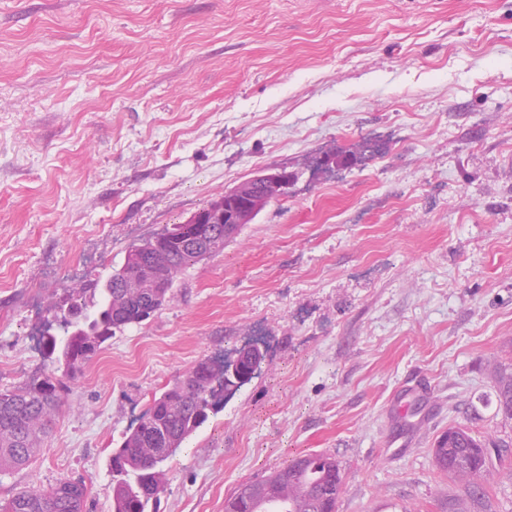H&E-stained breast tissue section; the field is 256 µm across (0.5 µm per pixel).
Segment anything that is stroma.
Instances as JSON below:
<instances>
[{"mask_svg": "<svg viewBox=\"0 0 512 512\" xmlns=\"http://www.w3.org/2000/svg\"><path fill=\"white\" fill-rule=\"evenodd\" d=\"M281 167L287 196L68 381L0 503L70 479L112 512L154 394L257 342L160 512H224L300 453L336 458L337 512H512V0H0V389L42 367L66 287ZM455 425L493 444L471 493L432 453ZM495 383L500 410L512 418V367L499 365L495 371Z\"/></svg>", "mask_w": 512, "mask_h": 512, "instance_id": "obj_1", "label": "stroma"}]
</instances>
